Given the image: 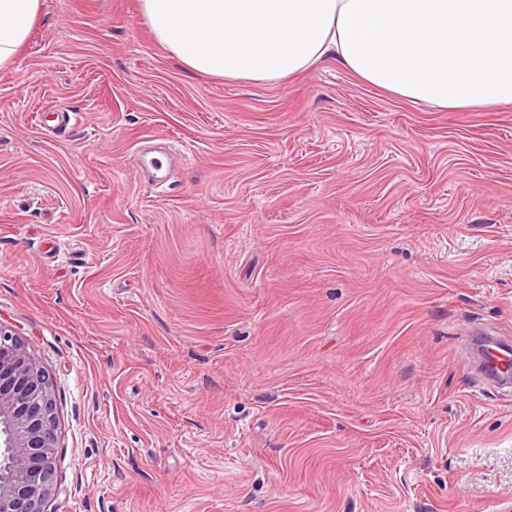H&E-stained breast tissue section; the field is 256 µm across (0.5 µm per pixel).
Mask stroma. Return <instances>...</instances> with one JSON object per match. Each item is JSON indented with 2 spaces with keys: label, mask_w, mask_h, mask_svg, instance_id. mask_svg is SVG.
<instances>
[{
  "label": "stroma",
  "mask_w": 512,
  "mask_h": 512,
  "mask_svg": "<svg viewBox=\"0 0 512 512\" xmlns=\"http://www.w3.org/2000/svg\"><path fill=\"white\" fill-rule=\"evenodd\" d=\"M0 324L53 383L45 512H512V388L465 347L512 339V106L228 81L138 0H41L0 70Z\"/></svg>",
  "instance_id": "1"
}]
</instances>
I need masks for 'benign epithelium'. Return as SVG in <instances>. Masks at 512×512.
I'll return each instance as SVG.
<instances>
[{"mask_svg": "<svg viewBox=\"0 0 512 512\" xmlns=\"http://www.w3.org/2000/svg\"><path fill=\"white\" fill-rule=\"evenodd\" d=\"M52 381L14 330L0 326V512H44L53 487Z\"/></svg>", "mask_w": 512, "mask_h": 512, "instance_id": "7a95c632", "label": "benign epithelium"}]
</instances>
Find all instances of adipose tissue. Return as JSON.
Here are the masks:
<instances>
[{"label":"adipose tissue","mask_w":512,"mask_h":512,"mask_svg":"<svg viewBox=\"0 0 512 512\" xmlns=\"http://www.w3.org/2000/svg\"><path fill=\"white\" fill-rule=\"evenodd\" d=\"M40 0H0V67ZM156 41L190 71L278 84L329 59L445 110L512 103V0H139Z\"/></svg>","instance_id":"obj_1"}]
</instances>
